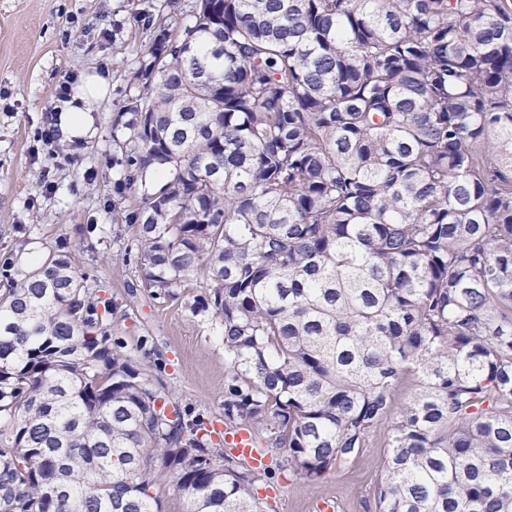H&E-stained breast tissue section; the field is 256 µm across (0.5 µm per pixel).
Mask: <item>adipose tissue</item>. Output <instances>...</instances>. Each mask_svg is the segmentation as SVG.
I'll return each mask as SVG.
<instances>
[{"label":"adipose tissue","mask_w":512,"mask_h":512,"mask_svg":"<svg viewBox=\"0 0 512 512\" xmlns=\"http://www.w3.org/2000/svg\"><path fill=\"white\" fill-rule=\"evenodd\" d=\"M109 81L97 73L79 74L69 100L59 102L57 133L61 142H80L95 133L94 114L107 93Z\"/></svg>","instance_id":"obj_1"}]
</instances>
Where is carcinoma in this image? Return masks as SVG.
Returning <instances> with one entry per match:
<instances>
[{
	"instance_id": "carcinoma-1",
	"label": "carcinoma",
	"mask_w": 512,
	"mask_h": 512,
	"mask_svg": "<svg viewBox=\"0 0 512 512\" xmlns=\"http://www.w3.org/2000/svg\"><path fill=\"white\" fill-rule=\"evenodd\" d=\"M133 79L113 209L209 284L224 423L309 482L385 424L375 512H512V0H196ZM108 315L62 251L0 290V512H266ZM172 478L158 485L156 496L159 500L161 512H186L187 501L182 493H179Z\"/></svg>"
}]
</instances>
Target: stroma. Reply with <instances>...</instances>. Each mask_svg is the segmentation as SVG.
Here are the masks:
<instances>
[{"label": "stroma", "instance_id": "stroma-1", "mask_svg": "<svg viewBox=\"0 0 512 512\" xmlns=\"http://www.w3.org/2000/svg\"><path fill=\"white\" fill-rule=\"evenodd\" d=\"M196 0H0V288L20 278L35 258L61 250L98 297L119 309L105 325L132 361L201 419L215 447L224 445L222 318L207 307L198 283L166 303L142 287L134 231L112 209V119L136 87L131 77L154 31L139 16L189 22ZM123 23L113 39L114 23ZM106 72L112 89L95 114L98 134L72 146L38 145L49 130L56 91L69 72ZM382 449L331 470L312 483L273 469L259 489L272 512H317L330 497L340 512H374Z\"/></svg>", "mask_w": 512, "mask_h": 512}]
</instances>
